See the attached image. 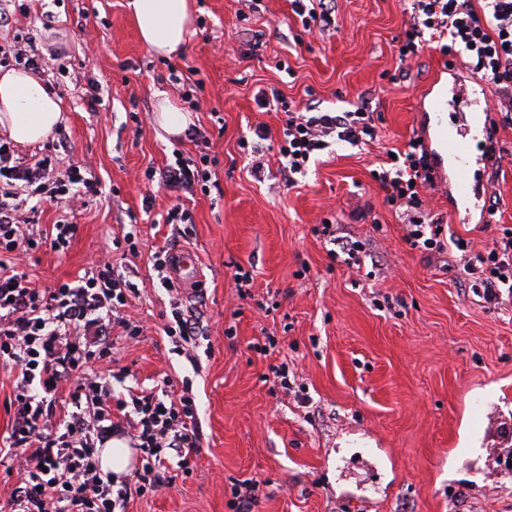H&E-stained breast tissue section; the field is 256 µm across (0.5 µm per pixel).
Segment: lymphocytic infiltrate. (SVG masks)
Returning a JSON list of instances; mask_svg holds the SVG:
<instances>
[{
	"instance_id": "obj_1",
	"label": "lymphocytic infiltrate",
	"mask_w": 512,
	"mask_h": 512,
	"mask_svg": "<svg viewBox=\"0 0 512 512\" xmlns=\"http://www.w3.org/2000/svg\"><path fill=\"white\" fill-rule=\"evenodd\" d=\"M409 19L399 41V62L425 49L462 56L473 74L494 89L493 107L512 123V0H410ZM305 32L336 24V0H290ZM263 109L280 113L279 161L289 176L305 175L330 143L352 146L379 139L369 101L341 112L316 105L300 106L271 89ZM186 139L195 157L175 155L158 169H147L148 181L179 194L209 193L219 159L210 150L206 130L190 126ZM57 158L46 152L25 161L11 142H0V364L16 367L13 394L5 403L12 417L4 446L18 481L7 501L8 512H125L132 496L170 484V467L190 473L201 435L190 384L174 388L162 379L159 388L128 387L115 391L111 372L94 365L112 358V335L137 338L143 333L128 311L135 285L115 271L111 261L92 264L74 282L39 290L30 286L16 261L47 246L66 251L75 225L56 223L35 229L20 213L36 195L75 209L97 184L80 167L66 177L56 172ZM386 192L387 203L405 218V239L427 259L462 264L476 294L498 304L512 294V227L502 228L484 253L464 254L460 240L450 238L442 217L433 214L426 191L433 185L428 154L412 138L394 157L372 171ZM203 328L198 307L170 306L163 326L175 347L196 341ZM69 386L70 410L64 424L55 421L57 393ZM115 435H126L140 453L135 483L117 481L103 472L99 450Z\"/></svg>"
}]
</instances>
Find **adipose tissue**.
I'll list each match as a JSON object with an SVG mask.
<instances>
[{
    "instance_id": "adipose-tissue-1",
    "label": "adipose tissue",
    "mask_w": 512,
    "mask_h": 512,
    "mask_svg": "<svg viewBox=\"0 0 512 512\" xmlns=\"http://www.w3.org/2000/svg\"><path fill=\"white\" fill-rule=\"evenodd\" d=\"M126 8L142 42L167 58L185 44L192 24V0H127ZM62 119L59 99L43 78L17 68L0 74V129L19 144H35L50 135Z\"/></svg>"
}]
</instances>
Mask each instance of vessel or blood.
<instances>
[{"label": "vessel or blood", "mask_w": 512, "mask_h": 512, "mask_svg": "<svg viewBox=\"0 0 512 512\" xmlns=\"http://www.w3.org/2000/svg\"><path fill=\"white\" fill-rule=\"evenodd\" d=\"M469 95L472 114L468 130L457 129L448 110L449 90ZM490 87L469 77L465 67L449 62L434 77L417 109V134L431 156L435 184L451 208H463L471 221L481 208L489 185L478 186L471 178L472 163L492 168L499 153L498 139L488 113Z\"/></svg>", "instance_id": "1"}]
</instances>
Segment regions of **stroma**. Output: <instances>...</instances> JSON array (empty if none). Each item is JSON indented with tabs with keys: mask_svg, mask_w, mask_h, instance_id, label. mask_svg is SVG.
<instances>
[{
	"mask_svg": "<svg viewBox=\"0 0 512 512\" xmlns=\"http://www.w3.org/2000/svg\"><path fill=\"white\" fill-rule=\"evenodd\" d=\"M125 0H0L11 17L0 42L35 37L39 51L67 55L45 74L66 119L60 170L80 166L99 192L66 213L41 203L35 221L77 224L66 252L42 248L24 270L33 287L78 280L91 259L108 256L138 287L130 309L143 336L116 338L117 368L148 389L168 374L189 381L202 434L192 474L132 497L126 512H233L236 482L259 483L253 512H512V298L485 304L461 268L427 261L405 240V226L371 171L380 148L416 135V107L444 60L438 50L400 63L393 41L404 30V0H337L336 28L304 33L288 0H195L204 26H191L183 50L155 56L143 44ZM290 69H277L278 61ZM195 69L205 100L193 124L211 134L220 160L210 194L187 200L194 216L187 243L203 282L204 334L173 350L162 333L170 293L153 284L155 248L170 232L152 215L173 205L143 174L192 143L158 129L160 95L178 99L170 69ZM98 105L88 110L89 79ZM290 101L347 108L367 97L379 114L380 145L331 146L295 186L279 171L276 139L259 142L270 174L255 181L239 143L257 124L278 131L258 90ZM498 170H472L499 199L490 221L457 222L444 196L431 206L470 254L485 252L512 227V124L499 125ZM154 207L144 214L142 199ZM359 208L367 219L353 220ZM137 220L136 251L115 244ZM331 220L339 235L366 245L348 267L313 233ZM252 282L238 290L236 267ZM267 344V352L255 343ZM287 364L291 389L272 372Z\"/></svg>",
	"mask_w": 512,
	"mask_h": 512,
	"instance_id": "35a3bbf8",
	"label": "stroma"
}]
</instances>
